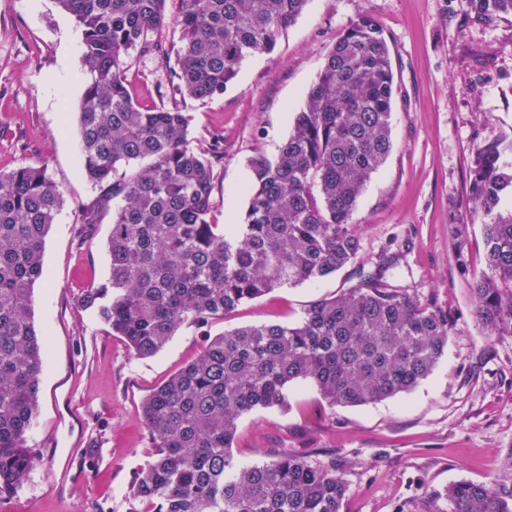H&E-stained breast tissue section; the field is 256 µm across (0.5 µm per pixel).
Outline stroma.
Returning a JSON list of instances; mask_svg holds the SVG:
<instances>
[{"label":"stroma","mask_w":512,"mask_h":512,"mask_svg":"<svg viewBox=\"0 0 512 512\" xmlns=\"http://www.w3.org/2000/svg\"><path fill=\"white\" fill-rule=\"evenodd\" d=\"M362 14L391 53L394 148L353 214L360 258L317 285L243 303L208 331L182 325L141 358L81 304L84 289L109 274L106 242L120 204L112 199L95 224L80 222L99 196L79 155L84 86L70 81L82 72V29L56 0H0V173L45 165L63 195L33 293L35 325L49 338L27 433L34 464L0 497V512H132L131 486L151 452L141 403L198 356L206 335L295 324L404 242L392 284L446 310L452 325L432 374L411 392L358 407L328 406L314 386L298 384L287 409L243 417L234 457L249 465L276 448L311 461L336 453L348 485L343 512H453L445 487L494 474L512 448V336L489 338L475 317L470 284L485 268L484 233L467 192L479 146L512 139V14L485 25L466 20L457 0H309L275 50L248 58L223 95L188 102V142L223 138L211 219L243 223L251 159L277 153L337 37ZM126 77L140 104H169L159 91L162 60L133 59ZM457 217L470 223L461 263L450 232Z\"/></svg>","instance_id":"stroma-1"}]
</instances>
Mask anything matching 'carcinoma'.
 I'll return each instance as SVG.
<instances>
[{
	"mask_svg": "<svg viewBox=\"0 0 512 512\" xmlns=\"http://www.w3.org/2000/svg\"><path fill=\"white\" fill-rule=\"evenodd\" d=\"M308 0H180L179 46L165 41L167 0H57L83 31L88 80L79 112L81 158L102 190L81 220L119 197L107 241L110 275L85 289L112 335L133 353H158L185 323L200 329L245 301L313 285L359 259L358 199L393 150L394 74L382 29L367 15L336 39L288 138L250 161L245 222L211 221L213 169L224 139L189 145L191 117L175 105L143 106L126 80L131 55L158 56L172 97L224 94L243 62L274 50ZM489 24L512 0H457ZM512 140L481 145L468 208L484 226L488 273L473 281L486 334L512 336ZM149 166L116 178L118 167ZM63 195L45 166L0 173V497L33 462L27 432L39 407L46 337L32 298L45 238ZM468 224L451 225L464 259ZM393 252L360 282L312 302L293 325L259 322L210 336L196 359L142 403L152 451L132 487L140 512H342L347 484L333 454L309 461L286 451L241 466L232 454L242 417L286 408L307 382L331 406H363L413 390L448 345V314L391 284ZM454 512H512V448L485 482L445 489Z\"/></svg>",
	"mask_w": 512,
	"mask_h": 512,
	"instance_id": "obj_1",
	"label": "carcinoma"
}]
</instances>
